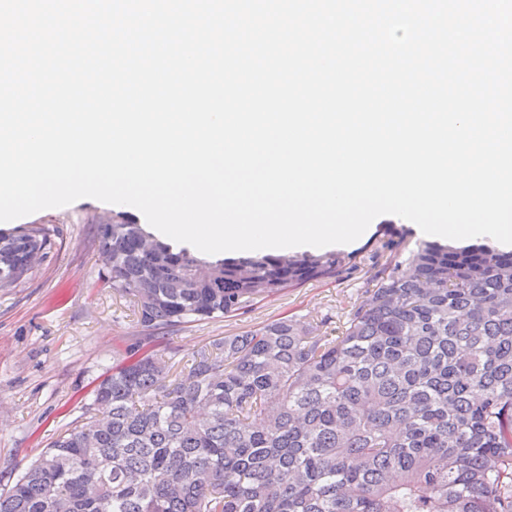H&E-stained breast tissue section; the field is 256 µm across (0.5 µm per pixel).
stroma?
<instances>
[{"instance_id": "obj_1", "label": "stroma", "mask_w": 512, "mask_h": 512, "mask_svg": "<svg viewBox=\"0 0 512 512\" xmlns=\"http://www.w3.org/2000/svg\"><path fill=\"white\" fill-rule=\"evenodd\" d=\"M70 213L66 223L55 222L51 209L29 218V225L53 230L55 246L31 279L0 290V489L81 415L95 383L142 338L128 297L103 278L98 206L83 202ZM380 237L400 241L405 253L424 239L413 223L375 219L368 234L342 246L355 259L340 278L253 302L233 317L163 330L159 344L185 374L203 346L284 316L315 323L331 315L321 332L340 335L382 261L373 247Z\"/></svg>"}]
</instances>
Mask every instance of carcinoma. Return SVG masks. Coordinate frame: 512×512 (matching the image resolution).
<instances>
[{
  "mask_svg": "<svg viewBox=\"0 0 512 512\" xmlns=\"http://www.w3.org/2000/svg\"><path fill=\"white\" fill-rule=\"evenodd\" d=\"M101 224L104 279L146 342L128 351L13 485L0 512H512V250L390 240L336 338L281 318L206 346L166 381L154 331L235 316L334 279L355 255L204 261L122 213ZM50 231L0 234V289Z\"/></svg>",
  "mask_w": 512,
  "mask_h": 512,
  "instance_id": "carcinoma-1",
  "label": "carcinoma"
}]
</instances>
